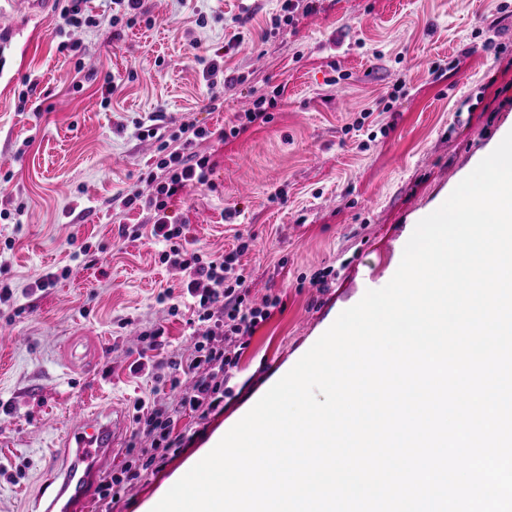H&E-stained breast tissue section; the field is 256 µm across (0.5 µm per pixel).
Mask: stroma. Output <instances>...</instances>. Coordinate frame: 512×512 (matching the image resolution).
I'll return each mask as SVG.
<instances>
[{"instance_id":"1","label":"stroma","mask_w":512,"mask_h":512,"mask_svg":"<svg viewBox=\"0 0 512 512\" xmlns=\"http://www.w3.org/2000/svg\"><path fill=\"white\" fill-rule=\"evenodd\" d=\"M85 7L98 26H65L51 0L0 32V196L10 200L0 244L14 242L0 280L22 309L0 308V512H34L78 406L125 407L102 473L119 471L138 403L171 401L165 362L191 352L189 311L163 299L183 273L160 264L150 235L134 237L149 214L120 202L158 161L161 140L140 137L138 123L161 113L169 141L187 123L231 127L255 97H276L270 122L197 142L214 163L210 183L169 210L204 256L249 238L250 297L277 305L225 382L222 410L183 414L174 431L192 433L189 444L116 504L94 495L84 512H141L343 310L392 279L416 223L512 131V0H319L275 30L279 0H143L150 24L118 30L110 0ZM218 56L236 81L213 106L203 71ZM109 74L122 84L106 107ZM49 273L55 284L37 288ZM158 328L165 344L153 348ZM137 363L158 365L157 377L132 372Z\"/></svg>"}]
</instances>
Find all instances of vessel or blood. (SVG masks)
I'll use <instances>...</instances> for the list:
<instances>
[{"label": "vessel or blood", "instance_id": "vessel-or-blood-1", "mask_svg": "<svg viewBox=\"0 0 512 512\" xmlns=\"http://www.w3.org/2000/svg\"><path fill=\"white\" fill-rule=\"evenodd\" d=\"M125 427L123 414L104 421L98 413L74 410L66 430V443L73 448L70 463L51 471L39 497L42 512H81L96 485L100 466L110 459Z\"/></svg>", "mask_w": 512, "mask_h": 512}]
</instances>
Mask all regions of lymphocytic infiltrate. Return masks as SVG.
<instances>
[{"instance_id": "1", "label": "lymphocytic infiltrate", "mask_w": 512, "mask_h": 512, "mask_svg": "<svg viewBox=\"0 0 512 512\" xmlns=\"http://www.w3.org/2000/svg\"><path fill=\"white\" fill-rule=\"evenodd\" d=\"M213 135L222 140L227 132L221 129L213 134L192 124L182 125L178 148L160 158L155 172L147 176L148 183L154 186L153 193L145 196L133 189L122 199L124 207L136 206L150 213L151 238L167 245L159 260L184 272L182 294L191 297L197 320L207 330L198 336L190 356L169 363L170 368L192 378L191 393L176 404L155 406L138 416L137 435L144 442L143 448L136 451L138 463L125 465L119 474L103 482L101 493L106 498L117 497L122 489L139 480L143 471L180 450L183 438L173 432L178 416L192 412L204 417L220 407L224 382L238 362L240 346L271 316L273 300L254 305L248 298L245 276L236 272L239 257L248 250V243L203 260L197 249L185 244L183 224L168 212L169 200L187 186L208 185L213 163L210 156L197 152L195 145Z\"/></svg>"}]
</instances>
